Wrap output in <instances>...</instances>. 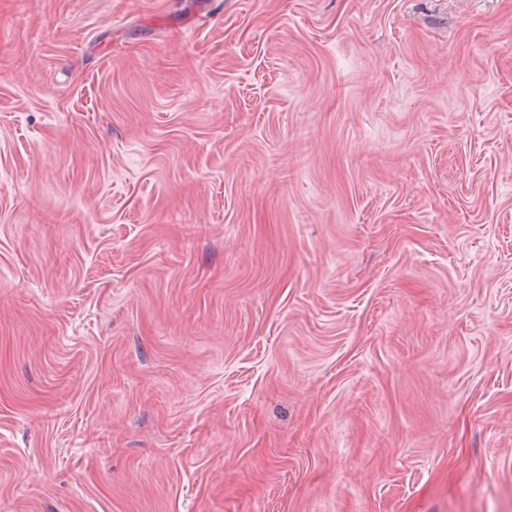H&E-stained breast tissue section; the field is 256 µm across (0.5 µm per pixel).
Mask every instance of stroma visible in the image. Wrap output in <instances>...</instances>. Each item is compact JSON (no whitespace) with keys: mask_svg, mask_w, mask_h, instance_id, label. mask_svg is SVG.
<instances>
[{"mask_svg":"<svg viewBox=\"0 0 512 512\" xmlns=\"http://www.w3.org/2000/svg\"><path fill=\"white\" fill-rule=\"evenodd\" d=\"M0 512H512V0H0Z\"/></svg>","mask_w":512,"mask_h":512,"instance_id":"obj_1","label":"stroma"}]
</instances>
